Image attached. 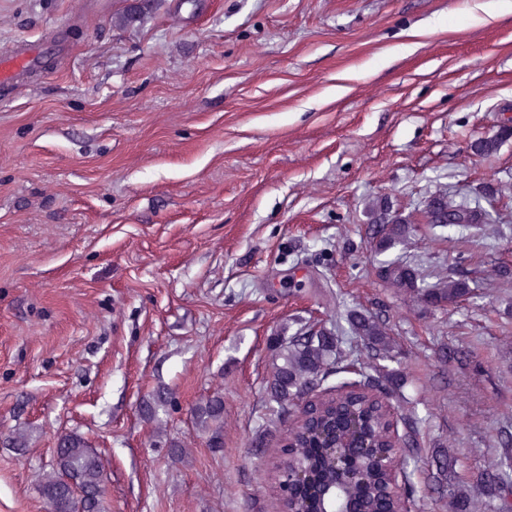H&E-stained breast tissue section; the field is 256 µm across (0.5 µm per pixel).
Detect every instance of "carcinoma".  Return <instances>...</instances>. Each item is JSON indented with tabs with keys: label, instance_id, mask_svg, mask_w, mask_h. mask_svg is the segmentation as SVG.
<instances>
[{
	"label": "carcinoma",
	"instance_id": "1",
	"mask_svg": "<svg viewBox=\"0 0 512 512\" xmlns=\"http://www.w3.org/2000/svg\"><path fill=\"white\" fill-rule=\"evenodd\" d=\"M511 139L512 126L500 125L492 135L471 142L470 150L478 156H491ZM471 193L474 200L459 202L446 192L426 196L421 210L424 222L450 232L495 222L502 210L498 190L488 185ZM366 224L365 245L383 257L376 275L386 287L427 311L457 308L480 298L482 280L478 272H460L450 267L447 276L432 282L425 270L398 252L416 232L415 221L408 214L393 217L388 198L381 196L368 202ZM343 319L345 328L301 322L292 334L276 337L270 348L264 396L268 416L262 424L263 432L269 436L277 433L290 405L313 395L329 377L349 373L357 365H367L372 370L362 374L359 381L339 382L336 397L329 396L321 402L316 424H297L288 430L286 441L293 445V454L280 457L276 465L279 480L303 463L312 468L315 477L325 476V461L316 448L319 430L339 420L340 411L348 408L362 413L378 447H391L392 415L375 401L371 391L388 400L395 397L400 388L395 364L400 362L402 353L382 311L351 308L345 310ZM169 398L167 389L157 390L144 402L143 415L154 417L156 409ZM192 416L196 429L211 433L210 440L217 441L224 417V397L217 393L200 402L192 409ZM403 421L407 430L402 447L393 453L398 469L409 466L411 448L416 444L415 413L409 412ZM498 444L502 448L498 458L463 484L448 483V453L438 454L427 475V491L448 512L476 508L475 492L497 501L499 512H512V432H502ZM104 474L101 457L82 436L61 434L51 470L40 479L38 492L50 512H74L77 505L79 512H104L106 492L100 490ZM365 477L366 485L356 488L358 495L375 493L386 485L385 474L378 470L365 471Z\"/></svg>",
	"mask_w": 512,
	"mask_h": 512
}]
</instances>
